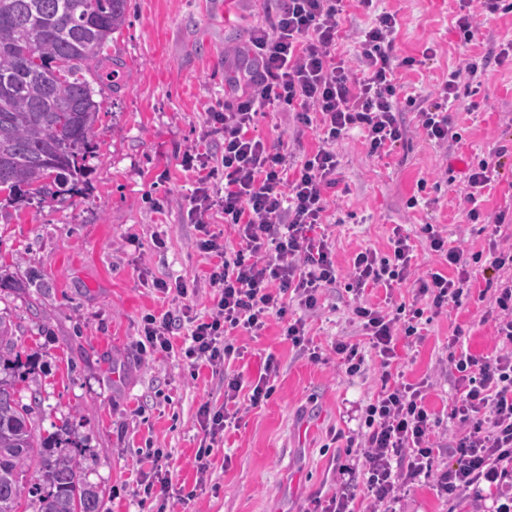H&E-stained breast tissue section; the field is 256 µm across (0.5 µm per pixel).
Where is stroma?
Listing matches in <instances>:
<instances>
[{
  "mask_svg": "<svg viewBox=\"0 0 512 512\" xmlns=\"http://www.w3.org/2000/svg\"><path fill=\"white\" fill-rule=\"evenodd\" d=\"M275 9V0H130L127 22L108 44L126 80L104 94L99 147L86 160L79 192L0 204V275L11 281L0 289V312L18 325L17 351L37 362L38 430L45 435L65 421L76 426L86 456L82 476L101 490L102 512H157L158 500L139 489L153 479L158 452L169 466L174 512H311L314 498L335 493L332 469L347 462L358 410L380 392L384 370L403 372L412 383L432 378L427 404L446 443L457 430L449 338L459 330L464 351L495 352V321L482 296L487 275L479 271L460 304L430 315L419 335L399 342L387 369L369 350L363 372L351 377L334 353L336 340L363 339L352 296L340 283L324 289L319 309L305 317L319 360L285 340L275 319L262 335L239 333L244 356L220 372L177 355L142 353L145 314L187 309L173 338L180 347L193 319L207 318L213 307L204 282L211 259L197 248L200 233L189 215L197 174L181 160L194 147L220 160L224 130L209 111L236 96L232 79L249 65L244 50ZM384 11L398 19L396 55L415 61L400 72L406 134L381 158L369 155L360 131L337 142L339 183L326 193L321 229L343 273L361 249L387 252L393 228L402 227L417 243L413 267L422 275L443 265L421 243V225L446 230L449 245L485 252L496 215L512 218V57L491 65L480 84L459 83L448 112L460 136L451 153L425 138L417 115L464 58L495 55L512 42V12L481 17L475 45L464 49L453 28L458 0H375L368 9L347 0L337 56L353 62L354 33ZM256 132L298 158L319 145L317 130L297 129L293 114L276 107L257 115ZM501 148L502 168L477 195L484 220L470 223L464 175L454 164L494 157ZM179 279L196 282V293L182 299L157 287ZM270 356L279 366L271 397L242 407L236 425L206 443L200 406L223 408L225 373L255 381ZM205 447L209 469L202 476L198 452ZM489 507L470 496L448 501L424 477L397 505L399 512Z\"/></svg>",
  "mask_w": 512,
  "mask_h": 512,
  "instance_id": "1",
  "label": "stroma"
}]
</instances>
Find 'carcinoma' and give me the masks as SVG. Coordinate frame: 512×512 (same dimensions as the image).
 <instances>
[{
  "instance_id": "carcinoma-1",
  "label": "carcinoma",
  "mask_w": 512,
  "mask_h": 512,
  "mask_svg": "<svg viewBox=\"0 0 512 512\" xmlns=\"http://www.w3.org/2000/svg\"><path fill=\"white\" fill-rule=\"evenodd\" d=\"M129 0H0V193L28 201L63 199L85 175L100 102L95 94L124 81L103 48L126 23ZM17 324L0 313V512H18L19 474L39 469L47 490L36 512H101L97 487L81 479L76 429L64 422L44 438L13 356Z\"/></svg>"
}]
</instances>
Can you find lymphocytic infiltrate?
<instances>
[{
  "mask_svg": "<svg viewBox=\"0 0 512 512\" xmlns=\"http://www.w3.org/2000/svg\"><path fill=\"white\" fill-rule=\"evenodd\" d=\"M343 8L344 0H278L274 18L250 38L252 65L240 76L245 91L223 110L210 113L224 127L220 163L208 164L196 148L183 155V167L199 172L192 216L203 219L214 205H221L225 223L239 238L232 249L214 234L196 242L214 258L208 282L217 302L212 316L197 321L191 331L184 350L191 365L224 363L235 353V331L259 333L273 316L283 319L285 339L304 344L303 318L290 319L286 313L292 301L300 309H316L321 288L336 282L333 245L328 236L314 234L323 222L325 192L337 183L334 146L358 128L365 133L369 154L379 157L405 136L397 108V74L403 62L394 53L396 17L379 14L362 31V76L357 79L336 58ZM464 75L477 79V66L470 63L464 71L449 72L438 101L420 110L423 132L437 144L452 137L448 111L458 99L457 84ZM270 106L287 107L302 126L319 124L320 145L300 164L289 165L281 148L254 134L256 115ZM423 232L426 245L447 263L449 274L436 271L412 278L414 244L398 227L387 255L364 249L349 271L346 289L359 299L353 314L386 366L397 356L399 338L416 335L422 311L401 304L395 314L382 313L362 304L366 289L410 283L417 296L429 297L439 311L459 303L470 287L474 264L482 259L480 253L449 245L433 225H424ZM492 310L502 348L482 358L466 352L450 357L459 373L450 417L464 425L462 436L447 450L434 440L432 414L425 404L428 381L384 386L365 409L366 430L351 462L338 468L339 490L319 512H355L360 494L372 500L376 512H396L401 493L423 476L433 479L442 497L469 492L479 501L485 488L512 478V279L495 288ZM242 386V374L225 375V408H200V424L210 438L234 421L230 405ZM447 452L456 455V465L445 462Z\"/></svg>",
  "mask_w": 512,
  "mask_h": 512,
  "instance_id": "1",
  "label": "lymphocytic infiltrate"
}]
</instances>
